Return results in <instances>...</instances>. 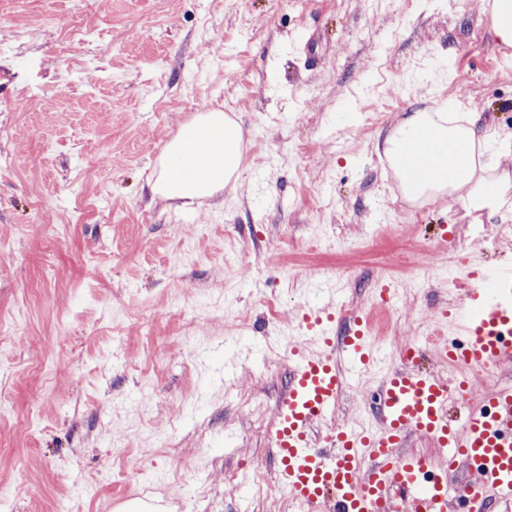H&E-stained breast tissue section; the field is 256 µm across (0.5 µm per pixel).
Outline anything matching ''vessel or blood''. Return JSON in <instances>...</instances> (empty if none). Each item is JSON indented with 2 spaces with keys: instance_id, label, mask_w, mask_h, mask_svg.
Here are the masks:
<instances>
[{
  "instance_id": "obj_1",
  "label": "vessel or blood",
  "mask_w": 512,
  "mask_h": 512,
  "mask_svg": "<svg viewBox=\"0 0 512 512\" xmlns=\"http://www.w3.org/2000/svg\"><path fill=\"white\" fill-rule=\"evenodd\" d=\"M443 316L456 320L458 340L435 339L438 358L454 353L473 371L512 364V258L473 267ZM338 304L305 305L291 342L289 384L276 407L278 481L292 512L318 502L330 512H512V389L489 390L467 404V381L421 370L414 345L406 365L387 371L376 389L373 421L345 424L314 438L316 425L335 417L345 382L361 384L376 369L369 315L353 312L338 329ZM467 417H450L456 407ZM435 452H407L410 436ZM463 474L456 496L449 472Z\"/></svg>"
}]
</instances>
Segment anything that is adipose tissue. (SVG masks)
<instances>
[{"label": "adipose tissue", "mask_w": 512, "mask_h": 512, "mask_svg": "<svg viewBox=\"0 0 512 512\" xmlns=\"http://www.w3.org/2000/svg\"><path fill=\"white\" fill-rule=\"evenodd\" d=\"M242 129L214 110L188 124L163 152L152 187L168 199H201L239 178ZM512 151V135L480 125L478 116L439 107L407 113L385 139V152L403 197L417 203L433 196L457 197L469 214L512 212V180L495 176L489 146Z\"/></svg>", "instance_id": "adipose-tissue-1"}]
</instances>
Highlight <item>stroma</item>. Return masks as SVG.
<instances>
[{
  "mask_svg": "<svg viewBox=\"0 0 512 512\" xmlns=\"http://www.w3.org/2000/svg\"><path fill=\"white\" fill-rule=\"evenodd\" d=\"M486 0H0V512H284L272 437L298 305L374 309L387 364L447 304L448 256L512 218L406 202L384 151L453 102L512 133V51ZM221 110L237 183L151 197L166 146ZM454 236L439 250L443 227ZM485 239L482 251L473 243ZM234 368L225 380V368ZM139 472L136 482L124 478Z\"/></svg>",
  "mask_w": 512,
  "mask_h": 512,
  "instance_id": "35a3bbf8",
  "label": "stroma"
}]
</instances>
